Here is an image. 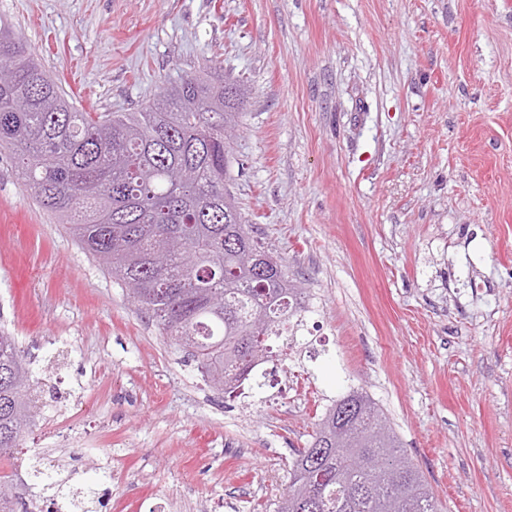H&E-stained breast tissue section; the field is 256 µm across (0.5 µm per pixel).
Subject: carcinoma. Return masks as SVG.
I'll return each instance as SVG.
<instances>
[{"instance_id":"cac0c4a2","label":"carcinoma","mask_w":512,"mask_h":512,"mask_svg":"<svg viewBox=\"0 0 512 512\" xmlns=\"http://www.w3.org/2000/svg\"><path fill=\"white\" fill-rule=\"evenodd\" d=\"M224 74L187 72L132 112H82L28 45L0 25V147L36 200L189 352L209 387L233 394L269 362L273 340L297 341L305 290L268 252L224 190V136L246 90ZM29 375L16 338L0 330V457L29 435ZM355 409L336 430L337 405L289 471L277 512H441L377 404L350 390Z\"/></svg>"}]
</instances>
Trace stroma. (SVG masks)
Returning a JSON list of instances; mask_svg holds the SVG:
<instances>
[{
	"mask_svg": "<svg viewBox=\"0 0 512 512\" xmlns=\"http://www.w3.org/2000/svg\"><path fill=\"white\" fill-rule=\"evenodd\" d=\"M86 112L214 65L248 91L226 186L308 294L263 388L212 390L0 152V329L26 351V447L0 473L98 512H275L350 389L442 512H512V0H0Z\"/></svg>",
	"mask_w": 512,
	"mask_h": 512,
	"instance_id": "35a3bbf8",
	"label": "stroma"
}]
</instances>
